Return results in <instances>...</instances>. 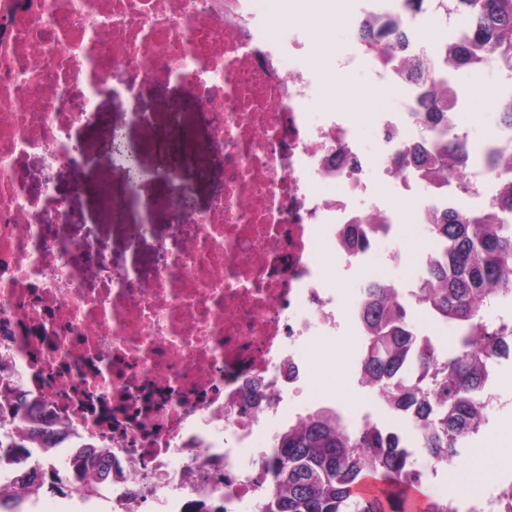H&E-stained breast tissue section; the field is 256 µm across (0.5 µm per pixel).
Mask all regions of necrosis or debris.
<instances>
[{
	"mask_svg": "<svg viewBox=\"0 0 512 512\" xmlns=\"http://www.w3.org/2000/svg\"><path fill=\"white\" fill-rule=\"evenodd\" d=\"M360 2L328 71L298 36L317 10L275 21L260 0H0V389L23 382L46 409L55 440L34 461L86 466L61 512H255L263 418L283 429L327 406L309 385L321 341L364 336L342 281L391 282L372 264L401 222L384 195L429 197L420 224L447 205V179L391 165L392 147L422 140L408 113L421 89L361 33L398 21L438 64L462 19L436 14L424 38L400 0ZM362 66L404 105L377 112L388 141L370 155L352 118L311 111L332 74ZM146 82L194 93L224 146L221 189L147 274L115 266L92 229L65 233L70 205L54 194L58 170L88 160L81 132L100 99ZM353 224L373 227L354 246ZM42 498L0 465V512H42Z\"/></svg>",
	"mask_w": 512,
	"mask_h": 512,
	"instance_id": "obj_1",
	"label": "necrosis or debris"
}]
</instances>
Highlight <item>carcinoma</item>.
<instances>
[{
  "label": "carcinoma",
  "mask_w": 512,
  "mask_h": 512,
  "mask_svg": "<svg viewBox=\"0 0 512 512\" xmlns=\"http://www.w3.org/2000/svg\"><path fill=\"white\" fill-rule=\"evenodd\" d=\"M465 16L466 29L456 35L448 54L450 69L471 66L476 52L493 56L512 70V0H452ZM371 49L403 50V28L366 31ZM410 79L421 86L412 118L424 137H441L432 150L408 144L393 157V165L423 177L456 176L460 190L468 189L464 170L472 149L456 134L449 112L456 92L434 74L430 60L406 57ZM486 162L500 180H512V158L489 153ZM429 240L442 246L440 259L425 268L413 305L451 327L455 350L446 357L422 345L408 314L410 304L392 287L368 284L358 305L365 323L358 381L376 391L386 407L409 416L417 448L437 462L461 453L471 435L485 424V370L489 360L512 347V319H487V310L512 293V194L495 197L486 214L464 213L453 207H432ZM12 417L27 416L26 393L6 387ZM22 438L0 434V462L22 464ZM414 450L398 433L366 423L350 429L340 413L319 408L276 438L266 460L269 481L257 512H460L457 499L430 497L423 492L422 473L413 464ZM66 485L56 467L30 465L22 484Z\"/></svg>",
  "instance_id": "carcinoma-1"
}]
</instances>
